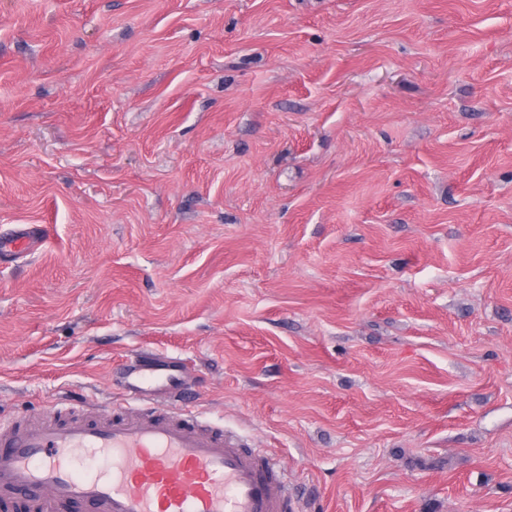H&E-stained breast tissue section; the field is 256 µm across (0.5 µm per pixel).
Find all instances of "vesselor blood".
<instances>
[{
    "mask_svg": "<svg viewBox=\"0 0 512 512\" xmlns=\"http://www.w3.org/2000/svg\"><path fill=\"white\" fill-rule=\"evenodd\" d=\"M38 244L18 230L0 237V258ZM136 360L121 405L0 423V512H296L270 454L180 408L175 358L144 351ZM88 457L105 469L77 475Z\"/></svg>",
    "mask_w": 512,
    "mask_h": 512,
    "instance_id": "vessel-or-blood-1",
    "label": "vessel or blood"
}]
</instances>
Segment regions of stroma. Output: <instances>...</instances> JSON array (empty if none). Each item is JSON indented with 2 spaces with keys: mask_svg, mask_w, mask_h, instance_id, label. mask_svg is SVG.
I'll list each match as a JSON object with an SVG mask.
<instances>
[{
  "mask_svg": "<svg viewBox=\"0 0 512 512\" xmlns=\"http://www.w3.org/2000/svg\"><path fill=\"white\" fill-rule=\"evenodd\" d=\"M0 415L140 348L299 512H512V0H0ZM39 237L28 229H20L8 237H0V258L5 255L30 252L37 248Z\"/></svg>",
  "mask_w": 512,
  "mask_h": 512,
  "instance_id": "1",
  "label": "stroma"
}]
</instances>
